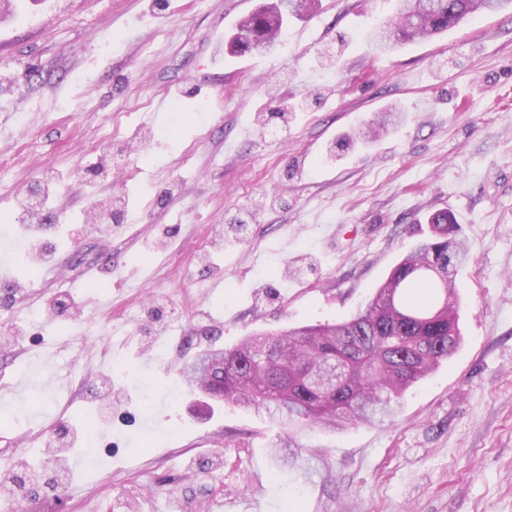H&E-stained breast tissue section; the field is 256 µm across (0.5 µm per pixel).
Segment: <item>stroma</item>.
Instances as JSON below:
<instances>
[{"mask_svg":"<svg viewBox=\"0 0 512 512\" xmlns=\"http://www.w3.org/2000/svg\"><path fill=\"white\" fill-rule=\"evenodd\" d=\"M265 2L13 0L0 21V387L26 381L0 398V496L34 469L19 512H512V11L381 56L397 0H318L206 68ZM162 96L172 135L145 124ZM52 172L59 274L29 288L18 202ZM440 211L470 252L462 341L394 424L288 429L185 385L253 331L349 318Z\"/></svg>","mask_w":512,"mask_h":512,"instance_id":"1","label":"stroma"}]
</instances>
